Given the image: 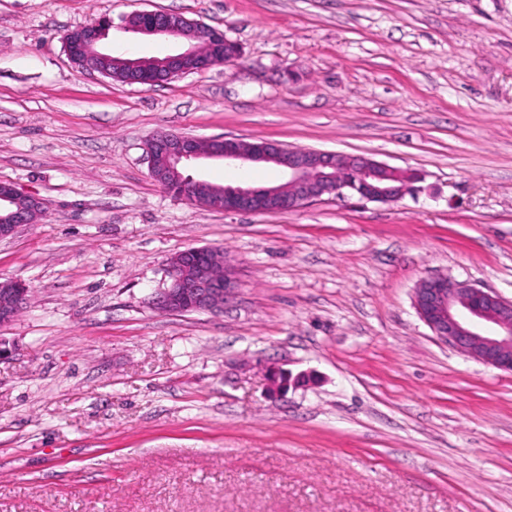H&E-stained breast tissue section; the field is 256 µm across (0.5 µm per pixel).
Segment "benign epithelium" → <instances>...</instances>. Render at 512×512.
<instances>
[{
	"label": "benign epithelium",
	"instance_id": "benign-epithelium-1",
	"mask_svg": "<svg viewBox=\"0 0 512 512\" xmlns=\"http://www.w3.org/2000/svg\"><path fill=\"white\" fill-rule=\"evenodd\" d=\"M145 21L122 29L146 37L182 38L186 46L155 58L151 85L165 83L183 75L201 72L224 62V32L191 22L193 34L181 32L179 15L165 11L142 12ZM69 31L63 44L73 64L108 74L112 53L102 48L101 23ZM222 138L208 142L179 133H165L149 140L146 154L150 173L158 179L157 161L164 171L182 179L181 195L189 202L224 212H246L253 199H264L269 212L291 211L324 196L344 198L352 194L369 202H396L414 191L419 176L402 171L366 156H343L317 150H297L272 141L243 143ZM218 159L235 164H272L286 176L278 185L258 189L254 186H226L209 196L201 194L206 181L187 172L195 161ZM23 197L27 204L0 215V239L8 238L24 224L37 222L45 213L41 199L19 192L11 184L0 183V201ZM168 283L157 289L153 304L168 313L222 311L235 295L237 278L234 265L213 249H192L172 259L167 268ZM29 288L19 280L0 288V328L11 324ZM413 305L419 317L439 339L460 353L486 365L512 372V299L448 275L422 280L413 291Z\"/></svg>",
	"mask_w": 512,
	"mask_h": 512
}]
</instances>
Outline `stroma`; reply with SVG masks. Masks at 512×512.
<instances>
[{
	"label": "stroma",
	"instance_id": "35a3bbf8",
	"mask_svg": "<svg viewBox=\"0 0 512 512\" xmlns=\"http://www.w3.org/2000/svg\"><path fill=\"white\" fill-rule=\"evenodd\" d=\"M167 11L232 63L153 87L62 42ZM268 140L422 174L392 203L192 206L147 141ZM213 184L282 182L216 159ZM0 182L46 213L0 240L32 297L0 329V512H512V372L434 336L412 295L447 274L512 299V0H0ZM220 249L221 312L155 309L170 258ZM304 375L274 394L271 374ZM110 21L109 17H101L94 24L82 27L75 31H69L63 36V44L73 64L92 72L98 73L111 81L125 83L131 74L126 64L125 57L114 56L110 71L108 62L112 59V53L102 48V36L100 26L102 22Z\"/></svg>",
	"mask_w": 512,
	"mask_h": 512
}]
</instances>
